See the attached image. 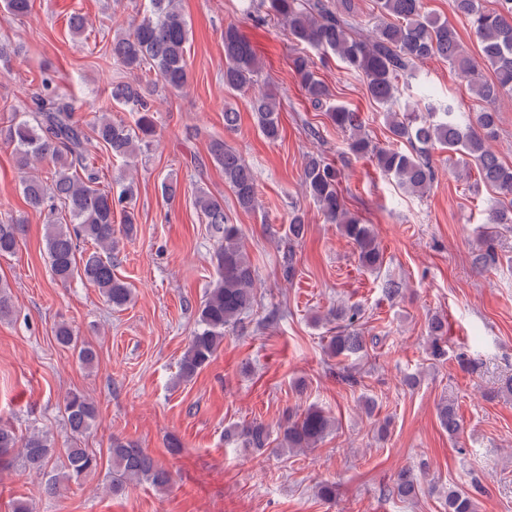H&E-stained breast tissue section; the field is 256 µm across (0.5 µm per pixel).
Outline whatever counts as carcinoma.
Instances as JSON below:
<instances>
[{
    "instance_id": "cac0c4a2",
    "label": "carcinoma",
    "mask_w": 512,
    "mask_h": 512,
    "mask_svg": "<svg viewBox=\"0 0 512 512\" xmlns=\"http://www.w3.org/2000/svg\"><path fill=\"white\" fill-rule=\"evenodd\" d=\"M500 8L490 10L483 0H455L454 8L475 35L485 64L494 73L487 80L464 48L457 30L446 20L424 11L423 0H376L377 13L365 20L358 16L356 0H248L246 15L255 23L282 22L288 38L297 47L293 71L314 109L327 116L331 126L348 134L347 153L372 155L378 169L412 194L423 195L436 179L432 152L446 150L457 168L475 167L480 181L504 197L489 209L487 224L480 238L482 247L474 256L476 265L488 268L499 262L496 234L501 226L512 225V167L504 165L492 150L499 112L490 103L502 95H512V0H499ZM31 0H0V10L13 17L26 16ZM188 23L179 0H147L131 31L112 40V62L127 73L148 70L156 79L136 76L112 81L109 102L123 105L135 114L134 125L115 123L102 114L108 105L92 108L99 113L91 121L78 115L79 106L59 91L49 78L29 97L23 111L12 113L0 125V142L13 148L20 186L27 205L46 216V248L53 276L62 283L78 278L100 291L105 302L115 308L131 300V288L112 272V253L117 231L112 224L114 209L129 203L133 185L116 180V189L99 186L95 154L104 150L128 164L136 157L138 143H148L156 134L154 96L158 87L170 92L187 88ZM322 55L333 53L345 68L361 77L373 104L384 113L389 132L385 146L375 144L364 131L360 113L334 101L328 86L313 70L305 49ZM438 57L463 76L473 100L468 110L457 111L453 99L433 97L420 78L417 63ZM261 64L251 43L234 25L224 29V88L244 91L256 85ZM416 86L419 98L403 109H395L399 85ZM260 133L272 143L281 138L277 98L260 93L250 102ZM91 132H86L85 128ZM213 161L224 171L236 205L251 211L258 204L256 178L251 165L221 139L210 143ZM51 165L50 179L36 173L38 163ZM341 169L321 154L306 157L303 183L306 192L326 220L338 225L354 247L360 268L375 272L384 253L371 225L346 207L340 189ZM194 205L202 215L215 241L213 263L218 278L199 305L197 328L189 337L179 363V380L191 381L212 361L224 343V332L240 327L257 306L254 291L256 269L241 240L238 225L224 210V196L202 188L194 193ZM25 232V222L6 215L0 217V256L15 254ZM305 233V214L295 207L288 213V259L286 277L294 272V244ZM93 245L78 251V241ZM323 320L334 325L326 353L331 358H348L367 353L364 313L353 305L331 307ZM57 343L73 350L78 361L92 367L98 360L95 347L78 337L68 323L54 331ZM428 355L433 361L448 356L447 329L442 319L428 322ZM64 411L72 437L86 433L97 417L94 402L80 393L68 395ZM438 420L448 436L456 437L461 424L454 403L438 404ZM337 430L336 420L318 406L290 412L271 438L268 427L253 421L224 429V441L246 451L261 452L276 441V452L295 454L312 450ZM53 441L43 433L21 439L0 424V471L10 469L20 459L28 469L41 472L55 455ZM61 471L51 478L47 490L59 492L63 486L78 483L98 467V459L84 448L64 449ZM108 453L112 462V492L147 482L158 490L167 488L169 473L137 445L112 439ZM414 475L399 472L391 493L402 499L417 495ZM445 512H477L474 497L463 490L448 489L443 495Z\"/></svg>"
}]
</instances>
